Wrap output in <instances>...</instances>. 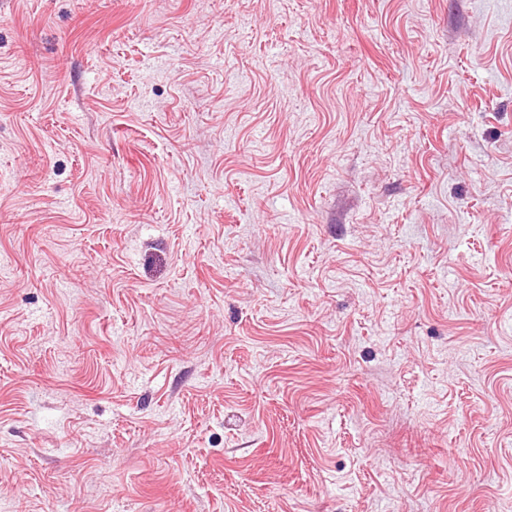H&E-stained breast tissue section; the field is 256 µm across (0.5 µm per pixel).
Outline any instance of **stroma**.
<instances>
[{"label":"stroma","mask_w":512,"mask_h":512,"mask_svg":"<svg viewBox=\"0 0 512 512\" xmlns=\"http://www.w3.org/2000/svg\"><path fill=\"white\" fill-rule=\"evenodd\" d=\"M512 507V0H0V512Z\"/></svg>","instance_id":"1"}]
</instances>
